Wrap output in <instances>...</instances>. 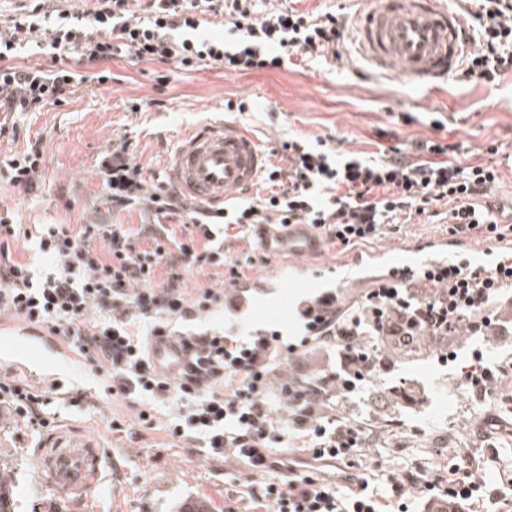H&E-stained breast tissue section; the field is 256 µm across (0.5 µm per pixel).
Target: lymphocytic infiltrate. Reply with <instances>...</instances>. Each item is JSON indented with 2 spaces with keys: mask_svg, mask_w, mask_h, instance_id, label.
Returning <instances> with one entry per match:
<instances>
[{
  "mask_svg": "<svg viewBox=\"0 0 512 512\" xmlns=\"http://www.w3.org/2000/svg\"><path fill=\"white\" fill-rule=\"evenodd\" d=\"M257 0H94L86 14L50 13L46 0L0 25V112H37L65 102L77 75L68 68L47 72L16 63L33 34L53 58L71 59L90 70L91 80H111L102 62L131 57L140 62H174L191 69L202 63L230 74L281 67L286 56L320 57L343 39L336 15L313 16L285 6L265 12ZM224 19V33L202 30L204 14ZM474 48L460 69L463 80L495 82L512 72V0H476L467 25ZM431 157L401 151L364 159L318 138L289 137L280 151L285 166H268L261 181L266 196L239 199L225 215L187 205L165 182L147 188L142 166L127 145L100 164L113 211L138 209L182 217L192 231L176 239L166 224L146 223L133 231L120 224H38L27 229L11 211H0V315L45 328L75 348L106 377L105 397L119 399L139 423L152 421L156 403L173 411L167 433L199 455L234 462L248 472L249 496L263 512H479L498 506L512 512V488L483 481L475 457L453 451L448 471L422 469L392 476L388 494L371 489L373 473L356 464L369 447L366 423L342 419L334 409L355 382L389 373L393 351L451 336H489L498 314L512 304V253L490 274L466 262L427 270L426 287L377 280L360 301L346 306L336 291L316 296L300 314L306 334L284 343L273 332L244 333L241 323L218 333L190 334L195 349L190 372L176 379L151 362L150 342L170 319L195 320L223 306L224 294L210 288L189 295L183 279L205 265L225 266L230 283L246 280L247 263L223 252L217 237L256 244L261 224H306L327 243L353 250L381 240L394 225L446 206L451 235L484 240L506 237L504 208L490 164L460 165L445 160L455 145L430 144ZM43 150L28 142L4 158L10 185L29 194L42 175ZM152 242L141 250L137 240ZM49 260L46 268L16 260L15 248ZM334 352V365L304 373L302 362ZM282 371L278 391L269 375ZM44 387L0 378V409L17 423L47 427Z\"/></svg>",
  "mask_w": 512,
  "mask_h": 512,
  "instance_id": "1",
  "label": "lymphocytic infiltrate"
}]
</instances>
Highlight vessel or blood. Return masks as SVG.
<instances>
[{
    "label": "vessel or blood",
    "instance_id": "b4317fda",
    "mask_svg": "<svg viewBox=\"0 0 512 512\" xmlns=\"http://www.w3.org/2000/svg\"><path fill=\"white\" fill-rule=\"evenodd\" d=\"M360 53L377 73H395L431 91L448 81L459 69L470 49L457 13L440 0H370L369 9L355 25ZM269 161L261 143L239 123L227 119L207 122L180 137L165 161L167 183L189 204L210 212L223 211L260 179ZM261 247L271 256L290 260L320 256L324 244L306 225L263 224L259 227ZM401 260L380 251L369 259L341 261L338 286L354 281L365 263L371 262L404 279L414 278L437 259L460 256L458 241L409 244ZM512 252V241L494 239L473 258L475 271L484 273L498 256ZM6 351L33 376H41L46 364L63 371L70 357L49 337L25 327L0 325ZM191 349L172 338L156 337L151 359L166 376L189 371ZM101 455L96 448H42L37 453L38 472L43 482L60 498L79 499L95 488L100 475Z\"/></svg>",
    "mask_w": 512,
    "mask_h": 512
}]
</instances>
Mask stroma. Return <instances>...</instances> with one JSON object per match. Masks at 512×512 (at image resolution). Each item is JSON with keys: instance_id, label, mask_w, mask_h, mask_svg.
Segmentation results:
<instances>
[{"instance_id": "35a3bbf8", "label": "stroma", "mask_w": 512, "mask_h": 512, "mask_svg": "<svg viewBox=\"0 0 512 512\" xmlns=\"http://www.w3.org/2000/svg\"><path fill=\"white\" fill-rule=\"evenodd\" d=\"M297 10L332 12L347 30L339 60H301L291 56L277 69L227 74L205 66L188 71L173 62H139L116 58L105 65L106 84H75L66 102L28 113L17 138L0 139V159L27 140H40L44 170L39 187L25 196L0 178V209L18 211L24 224H108L139 229V211L113 215L99 174L101 159L113 145L125 142L135 162L147 166L148 182L164 175V160L176 140L203 122L224 117L226 99H246L253 113L243 125L279 158L280 144L291 135L328 138L333 146L362 156L395 149L410 152L416 143L455 144L462 164L494 162L500 174L495 187L503 202L512 201V73L495 83L451 78L434 91H423L398 74H375L363 60L353 29L367 10L366 0H297ZM297 289L285 287L260 297L253 328L279 331L297 341L303 324L296 312ZM482 337L467 340L447 369L435 366L434 353L396 355L394 371L372 382L374 389L407 380L428 389L421 409L407 414L380 409L365 454L378 464V486L392 474L419 467L448 469L449 449L465 448L483 465L480 476L495 486L512 480V411L487 403L482 414L491 438L471 429V400L455 383L461 368ZM70 373L60 376L62 388L79 387L91 404L73 407L49 396L48 428L35 432L0 416V472L13 479L15 512H175L178 503L207 499L214 512L234 501L238 512L253 504L241 496L245 481L221 460L199 456L165 431L171 407L157 405L151 428L142 427L121 401L102 402L103 384L91 366L71 354ZM445 397L454 420L437 415L434 402ZM124 420L125 431H110L111 418ZM86 444L99 449L103 482L88 497H56L37 475L35 456L41 446L64 448Z\"/></svg>"}]
</instances>
